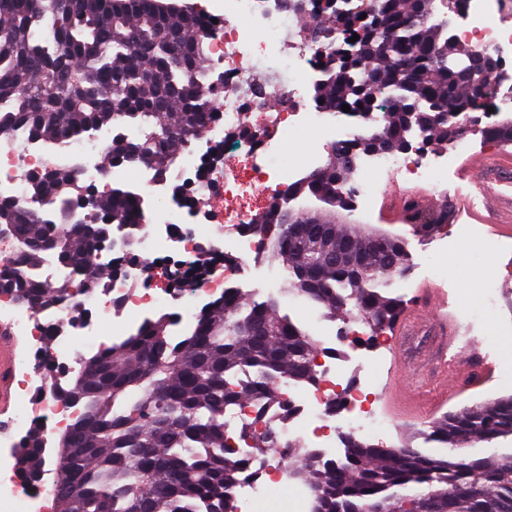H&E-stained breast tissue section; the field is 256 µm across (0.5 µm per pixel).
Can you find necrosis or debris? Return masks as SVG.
<instances>
[{
  "mask_svg": "<svg viewBox=\"0 0 512 512\" xmlns=\"http://www.w3.org/2000/svg\"><path fill=\"white\" fill-rule=\"evenodd\" d=\"M498 9V0H460L455 37L487 50L505 66L512 63V27L491 21ZM200 12L215 22L207 55L210 68L221 69L224 75L214 99L220 118L204 124L193 146L180 153L166 177L156 178L141 163H106L114 138L136 140L137 133L129 126H104L56 148L31 139L21 129L0 140V200L27 202L32 193L29 174L52 167L102 188L115 183L131 185L137 200L133 221L152 227L150 233L105 254V261L119 272L102 289L72 294L37 311L0 293V325L29 340L17 375L19 403L0 428V502L22 501L24 512H47L48 497L44 485L19 475L15 448L21 447L33 425H40L49 438L72 424L81 412L79 405L54 394L62 372L76 370L85 348L96 345L101 337L128 335L147 313L168 314L178 328L194 322L208 299L223 295L227 288L240 287L245 274L256 268L261 237L248 229L253 213L239 216L245 229L232 236L211 226L209 242L204 245L196 228L199 210L180 200L179 190L185 186L218 198L233 194L238 179L232 163L201 170L209 148L225 143L228 134L242 127L247 114H263L264 127L247 134L244 145L258 162L261 188L276 193L287 188L300 166L311 171L319 167L317 157L301 162L288 154L285 144L293 134L320 130L336 146L349 147L366 132L364 124L333 121L331 111L297 96L296 86L316 82L322 60L336 51L335 42H315L298 15L282 13L261 0H224L223 11L204 6ZM260 38L269 46L270 56L254 54L253 45ZM469 147L464 138L438 149L420 139L409 153L365 155L359 164L364 177L356 185L353 207L372 209L382 194L384 178L393 175L443 193L449 164ZM130 251L153 256L154 261L149 265L129 262L126 254ZM159 266L181 268L187 277L182 290L173 293L155 283L154 271ZM347 336L348 352L316 365L315 382L303 388L281 382L280 397L294 407V415L286 418L279 408L246 401L225 412L226 432H241L259 419L277 431L282 456L290 455L287 443L297 436L325 457L341 460L346 454L343 434L367 437L385 427L387 420L375 406L369 385L346 380L341 367L342 362L355 361L373 369L380 358L362 347L359 326L350 327ZM257 469V475H241L234 488L238 512H266L271 485L285 482L281 467L261 463Z\"/></svg>",
  "mask_w": 512,
  "mask_h": 512,
  "instance_id": "obj_1",
  "label": "necrosis or debris"
}]
</instances>
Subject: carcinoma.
<instances>
[{"instance_id":"1","label":"carcinoma","mask_w":512,"mask_h":512,"mask_svg":"<svg viewBox=\"0 0 512 512\" xmlns=\"http://www.w3.org/2000/svg\"><path fill=\"white\" fill-rule=\"evenodd\" d=\"M382 18L378 28L359 16L346 21L316 7L315 34L351 33V57L329 56L313 98L325 109L349 105V115L371 127L362 149L402 152L426 136L446 145L464 133L462 118L482 111L493 85L474 67L476 56L445 29L426 25L432 0H366ZM210 27L195 11L167 13L153 0H0V137L22 126L32 139L60 145L100 126L123 123L147 130L144 138L112 142L113 163H149L165 176L179 153L215 118L210 91L199 80L208 60ZM484 135L512 142V122ZM354 169L333 160L277 194L255 223L260 256L287 273L285 292L324 306L347 324L370 327L364 342L402 312L382 295L408 272L404 241L336 223L349 209ZM26 203L0 201V225L20 240L19 262L37 270L47 258L68 270L57 281L18 275L4 265L0 293L42 308L74 287L94 290L117 269L100 262L113 226L135 235L134 196L115 185L106 192L77 177L45 169L31 179ZM306 196L316 207L297 208ZM84 209L81 223L73 221ZM358 254V266L336 262V248ZM278 300L247 301L231 288L206 304L179 336L160 314L122 340L83 357L74 377L58 389L65 402L84 405L81 417L59 433L55 498L62 512H236L232 486L254 459L280 448L277 432L244 430L252 454L240 456L224 431V409L243 400L279 401L282 379L296 386L314 380L318 345L301 324L278 311ZM252 374L246 381L243 373ZM512 438V396L476 410L447 415L427 438L456 449L469 439ZM346 458L322 460L288 443L300 459L298 477L314 494V512H512V453L473 460L421 455L411 448L381 449L348 438ZM45 465L36 426L23 442L18 470L38 479Z\"/></svg>"}]
</instances>
